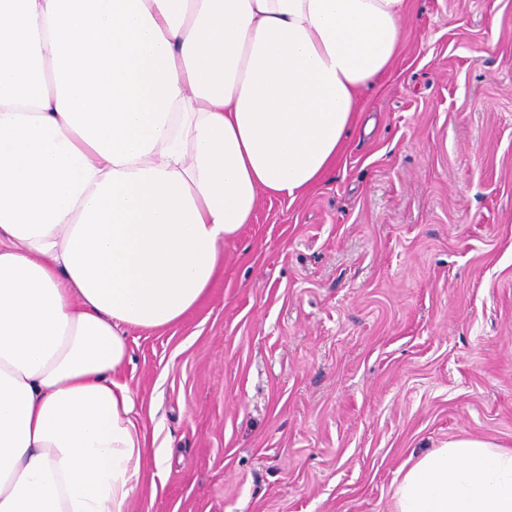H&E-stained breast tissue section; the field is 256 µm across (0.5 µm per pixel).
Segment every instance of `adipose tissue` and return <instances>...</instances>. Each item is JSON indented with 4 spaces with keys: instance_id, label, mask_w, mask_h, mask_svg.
<instances>
[{
    "instance_id": "obj_1",
    "label": "adipose tissue",
    "mask_w": 512,
    "mask_h": 512,
    "mask_svg": "<svg viewBox=\"0 0 512 512\" xmlns=\"http://www.w3.org/2000/svg\"><path fill=\"white\" fill-rule=\"evenodd\" d=\"M405 0H0V512H128L163 468L122 378L260 194L331 168ZM395 512H512V450L448 442Z\"/></svg>"
}]
</instances>
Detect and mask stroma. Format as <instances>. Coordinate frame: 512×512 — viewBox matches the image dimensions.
Returning <instances> with one entry per match:
<instances>
[{
	"label": "stroma",
	"mask_w": 512,
	"mask_h": 512,
	"mask_svg": "<svg viewBox=\"0 0 512 512\" xmlns=\"http://www.w3.org/2000/svg\"><path fill=\"white\" fill-rule=\"evenodd\" d=\"M128 341L170 453L129 512H394L404 464L511 449L512 0H407L335 168Z\"/></svg>",
	"instance_id": "1"
}]
</instances>
